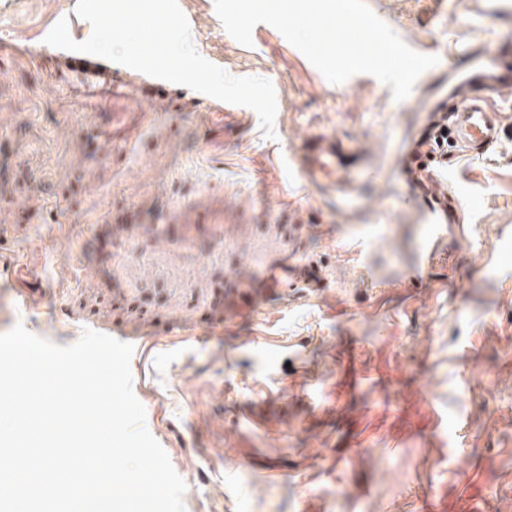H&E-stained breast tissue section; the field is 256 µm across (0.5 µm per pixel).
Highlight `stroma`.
Returning a JSON list of instances; mask_svg holds the SVG:
<instances>
[{
	"mask_svg": "<svg viewBox=\"0 0 512 512\" xmlns=\"http://www.w3.org/2000/svg\"><path fill=\"white\" fill-rule=\"evenodd\" d=\"M366 2L439 59L404 101L178 0L203 58L273 84L270 138L252 109L144 90L130 68L92 94L45 41L64 17L90 36L77 0H0V333L139 337L134 392L185 512H512V127L496 155L448 153L462 230L419 288L423 211L397 171L448 105L450 54L512 61V0ZM318 131L365 157L333 191L285 162ZM279 252L329 288L255 287Z\"/></svg>",
	"mask_w": 512,
	"mask_h": 512,
	"instance_id": "35a3bbf8",
	"label": "stroma"
}]
</instances>
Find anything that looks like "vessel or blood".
Instances as JSON below:
<instances>
[{
  "mask_svg": "<svg viewBox=\"0 0 512 512\" xmlns=\"http://www.w3.org/2000/svg\"><path fill=\"white\" fill-rule=\"evenodd\" d=\"M59 58L70 71L87 75L102 85H110L114 75L120 73L118 64L98 57L59 51ZM476 53L468 48L448 59V73L460 78L463 86L474 89L489 86L495 89L512 85V75L501 73L489 76L478 72ZM507 117L505 113L494 112L480 97H470L458 109L441 114L433 124L434 130H449L460 144L464 153L471 156H485L496 151L502 141V132ZM362 159L357 147L345 143L331 133H322L305 140L293 156V163L301 178L319 189H331L340 183L345 174ZM409 174L412 179L428 185L437 197L436 205L429 208L430 227L425 243L419 250L409 270L408 282L411 287L421 285L432 270L438 254L435 242L442 239L448 224L456 220L455 213L448 210V180L446 163L434 153L431 137L420 138L412 151ZM264 283L270 288H294L300 295L312 296L327 288L329 280L322 268L313 262L303 265L298 276H291L287 262L272 260L264 274Z\"/></svg>",
  "mask_w": 512,
  "mask_h": 512,
  "instance_id": "obj_1",
  "label": "vessel or blood"
}]
</instances>
